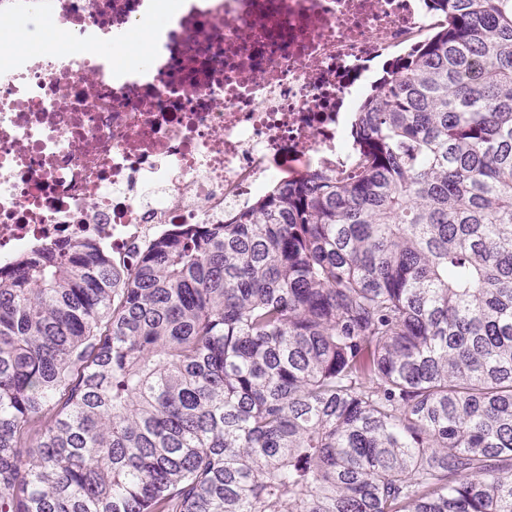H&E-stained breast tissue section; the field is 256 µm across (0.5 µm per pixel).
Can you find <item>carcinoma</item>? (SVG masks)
Masks as SVG:
<instances>
[{
  "label": "carcinoma",
  "instance_id": "carcinoma-1",
  "mask_svg": "<svg viewBox=\"0 0 512 512\" xmlns=\"http://www.w3.org/2000/svg\"><path fill=\"white\" fill-rule=\"evenodd\" d=\"M427 2L348 174L0 268V512H512V0Z\"/></svg>",
  "mask_w": 512,
  "mask_h": 512
}]
</instances>
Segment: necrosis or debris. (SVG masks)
Instances as JSON below:
<instances>
[{
	"label": "necrosis or debris",
	"mask_w": 512,
	"mask_h": 512,
	"mask_svg": "<svg viewBox=\"0 0 512 512\" xmlns=\"http://www.w3.org/2000/svg\"><path fill=\"white\" fill-rule=\"evenodd\" d=\"M0 18L53 24L34 51L0 35V268L230 222L292 166L344 175L352 88L439 22L425 0H0Z\"/></svg>",
	"instance_id": "4bbe7bcc"
}]
</instances>
